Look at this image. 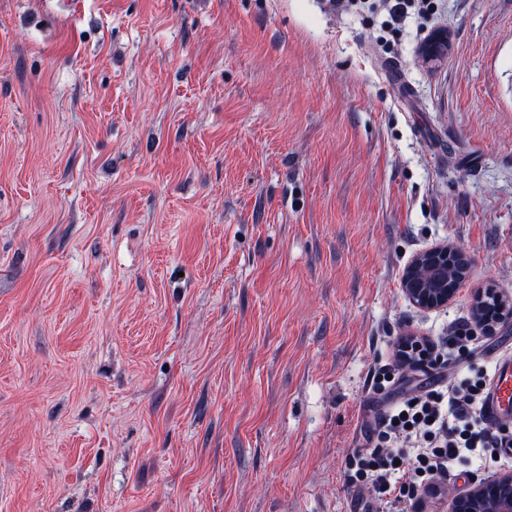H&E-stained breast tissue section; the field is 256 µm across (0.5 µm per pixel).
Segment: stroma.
Masks as SVG:
<instances>
[{
    "label": "stroma",
    "instance_id": "1",
    "mask_svg": "<svg viewBox=\"0 0 512 512\" xmlns=\"http://www.w3.org/2000/svg\"><path fill=\"white\" fill-rule=\"evenodd\" d=\"M0 0V512H386L349 457L512 303V0ZM448 48L428 62V34ZM400 66L399 99L384 72ZM471 258L448 307L419 251ZM512 462L474 455L409 512ZM337 10H356L375 13L378 10L385 11L391 21H386L388 26H392V31L396 28L394 24H399L410 15H423L433 13L437 7L436 0H333ZM449 256L460 259L465 264L454 262L448 270V286H452L459 277L465 275L462 272L464 266L467 270L469 269L470 257L464 248L454 244L436 246L426 249L412 258L401 280L402 292L411 304L422 309H440L448 306L458 288H443L438 285L437 280L424 285L420 283L416 271L422 264H426L429 269L447 270Z\"/></svg>",
    "mask_w": 512,
    "mask_h": 512
}]
</instances>
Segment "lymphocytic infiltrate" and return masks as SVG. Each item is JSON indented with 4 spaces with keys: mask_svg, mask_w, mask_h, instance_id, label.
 I'll return each instance as SVG.
<instances>
[{
    "mask_svg": "<svg viewBox=\"0 0 512 512\" xmlns=\"http://www.w3.org/2000/svg\"><path fill=\"white\" fill-rule=\"evenodd\" d=\"M437 0H335L340 10L384 11L398 24L434 12ZM484 374L433 383L396 403L382 418L373 448L350 462L351 477L370 484L388 506L405 512L422 488L447 474L465 454L512 447V429L490 426L482 404Z\"/></svg>",
    "mask_w": 512,
    "mask_h": 512,
    "instance_id": "f902f5d3",
    "label": "lymphocytic infiltrate"
}]
</instances>
